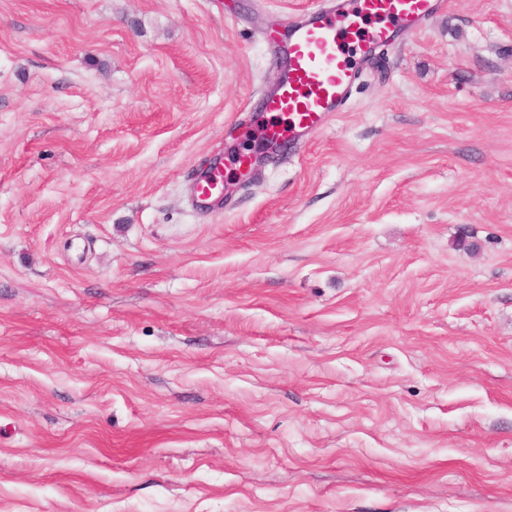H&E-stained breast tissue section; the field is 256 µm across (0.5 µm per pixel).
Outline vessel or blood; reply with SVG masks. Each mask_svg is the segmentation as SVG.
<instances>
[{"label":"vessel or blood","instance_id":"obj_1","mask_svg":"<svg viewBox=\"0 0 512 512\" xmlns=\"http://www.w3.org/2000/svg\"><path fill=\"white\" fill-rule=\"evenodd\" d=\"M446 0H340L336 9L314 10L288 37V62L275 91L264 100L271 120L259 134L272 152L298 147L318 134L343 110L359 79L353 51L392 41L398 32L417 29ZM224 160L214 158L208 176L196 181L194 196L200 205L221 199Z\"/></svg>","mask_w":512,"mask_h":512}]
</instances>
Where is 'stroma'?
Segmentation results:
<instances>
[{
  "mask_svg": "<svg viewBox=\"0 0 512 512\" xmlns=\"http://www.w3.org/2000/svg\"><path fill=\"white\" fill-rule=\"evenodd\" d=\"M324 2L0 0V512H512V0L191 200ZM224 189V159L216 157L210 164L209 175L196 181L193 189L194 196L202 206L211 201L220 200Z\"/></svg>",
  "mask_w": 512,
  "mask_h": 512,
  "instance_id": "obj_1",
  "label": "stroma"
}]
</instances>
